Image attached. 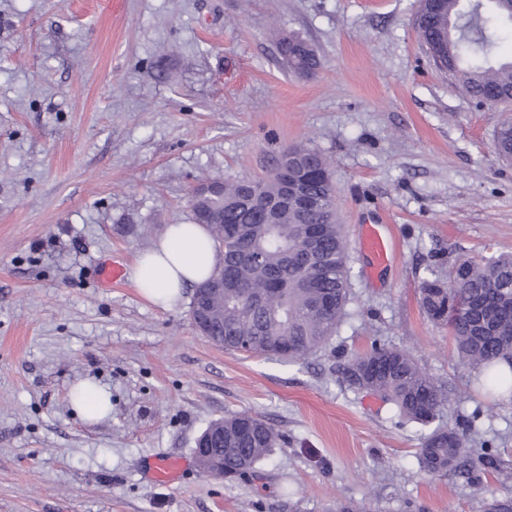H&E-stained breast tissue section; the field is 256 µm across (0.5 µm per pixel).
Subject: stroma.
<instances>
[{
    "instance_id": "stroma-1",
    "label": "stroma",
    "mask_w": 512,
    "mask_h": 512,
    "mask_svg": "<svg viewBox=\"0 0 512 512\" xmlns=\"http://www.w3.org/2000/svg\"><path fill=\"white\" fill-rule=\"evenodd\" d=\"M419 0H0V512H484L512 495V401L474 385L419 288L435 260L512 253V163L493 152L505 106L477 103L429 58ZM316 50L314 75L277 46ZM332 163L352 299L329 345L288 361L199 334L190 297L163 309L98 273L190 223L201 175L260 179L280 150ZM383 225L389 260L359 248ZM408 350L475 418L474 450L506 473L428 475L426 427L336 374L373 342ZM106 389L91 423L72 385ZM249 411L283 441L248 477L194 461L211 422ZM282 37L279 40V52L283 63L290 71L312 74L320 66V61L314 51L306 42L294 37ZM188 469V464L183 459L165 458L153 459L150 463V474L157 480H172L180 478Z\"/></svg>"
}]
</instances>
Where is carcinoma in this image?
<instances>
[{
  "instance_id": "cac0c4a2",
  "label": "carcinoma",
  "mask_w": 512,
  "mask_h": 512,
  "mask_svg": "<svg viewBox=\"0 0 512 512\" xmlns=\"http://www.w3.org/2000/svg\"><path fill=\"white\" fill-rule=\"evenodd\" d=\"M512 23V0H439L419 12L416 28L433 63L447 70L480 103L512 102V59L497 54L496 31ZM289 70L312 74L320 61L306 42L279 40ZM494 149L512 160V119L495 132ZM288 179L313 199L303 209L279 201L276 173L263 180L205 179L201 186L223 187V195L191 196L193 221L206 225L217 243L224 269V292L208 297L215 315L210 335L223 337L226 350L250 355L301 359L326 345L350 301L348 243L338 224L331 163L320 151L287 148ZM319 229V247L303 248L306 227ZM512 254L435 262L419 289L426 316L448 327L461 363L477 372L482 387L512 392ZM350 389L370 392L393 406L399 422L432 427L420 448L428 474L479 478L500 470L502 454L468 447L473 420L440 423L450 397L444 383L426 373L404 350L372 343L338 369ZM279 435L261 417L238 413L224 418V447L211 456L224 475L253 471Z\"/></svg>"
}]
</instances>
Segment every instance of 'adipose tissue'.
<instances>
[{
    "mask_svg": "<svg viewBox=\"0 0 512 512\" xmlns=\"http://www.w3.org/2000/svg\"><path fill=\"white\" fill-rule=\"evenodd\" d=\"M216 262V245L204 225L173 224L138 256L131 280L142 298L166 309L186 287L207 279Z\"/></svg>",
    "mask_w": 512,
    "mask_h": 512,
    "instance_id": "adipose-tissue-1",
    "label": "adipose tissue"
}]
</instances>
